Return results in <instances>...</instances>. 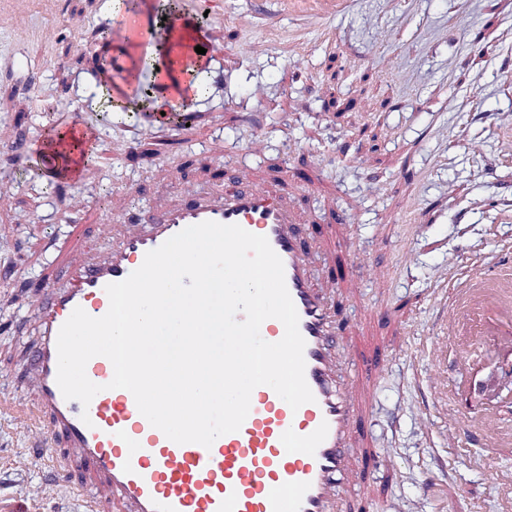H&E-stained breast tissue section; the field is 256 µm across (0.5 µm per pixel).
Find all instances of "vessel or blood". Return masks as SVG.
<instances>
[{"label": "vessel or blood", "mask_w": 512, "mask_h": 512, "mask_svg": "<svg viewBox=\"0 0 512 512\" xmlns=\"http://www.w3.org/2000/svg\"><path fill=\"white\" fill-rule=\"evenodd\" d=\"M0 8V28L18 44L30 41L25 19L28 0ZM348 0H289L302 5L314 24L341 11ZM173 30L187 42L169 46L182 71L206 70L221 55L208 29L195 17L177 12ZM205 221L237 224L265 236L281 258L287 290L305 340V379L313 402L291 407L268 386L255 388L239 431L218 437L211 447L178 444L139 412L131 392L110 388L111 362L103 356L86 365L90 381L102 390L90 402L65 399L57 384V337L75 308L93 317L106 314L108 284L139 268L148 251L184 228ZM301 221L286 175L276 172L257 181L233 168H216L208 187L192 188L172 204L128 218L112 227V245L102 256L82 248L75 234L62 254L64 271L51 281L37 306L40 338L30 353L36 395L22 415L35 436L33 455L42 459L52 489L78 499L83 512H348L343 481L371 482L379 449L367 431L368 395L389 356L380 344L344 348L351 321L335 298L336 287H357L349 270L357 254L336 250V227ZM494 274L465 267L448 290V303L431 336L417 349L431 358L454 357L458 381L442 372L430 376V402L441 403L456 437L480 443L485 454L512 447V425L482 407L472 416L455 409L463 381L485 384L479 361L483 344L496 340L512 356V256L494 258ZM355 366L342 372L344 361Z\"/></svg>", "instance_id": "b4317fda"}]
</instances>
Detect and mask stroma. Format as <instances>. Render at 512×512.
Masks as SVG:
<instances>
[{"label": "stroma", "instance_id": "obj_1", "mask_svg": "<svg viewBox=\"0 0 512 512\" xmlns=\"http://www.w3.org/2000/svg\"><path fill=\"white\" fill-rule=\"evenodd\" d=\"M167 10L165 0H140L131 16L111 0H49L29 17L26 46L0 29V437L15 441L0 452V502L78 512L52 504L18 413L33 398L32 301L70 244L73 219H93L90 242L102 255L113 222L207 183L218 165L258 175L310 161L316 180L300 208L319 220L345 213L348 244L364 257L346 315L400 304L408 320L388 339L391 359L370 397L373 445L388 454L374 482L350 483L348 493L370 512H447L452 496L456 512H502L489 471L512 470V453L478 468L471 459L481 450L470 448L426 490L427 472L452 449L438 411L422 408L434 364L415 342L429 335L461 260L512 249V160L491 133L512 125V0H352L322 31L284 0H221L203 22L223 58L180 136L147 125L143 111L110 112L84 53L110 26L156 27ZM74 17L81 27H70ZM77 120L98 135L81 179L37 177L26 144Z\"/></svg>", "mask_w": 512, "mask_h": 512}]
</instances>
